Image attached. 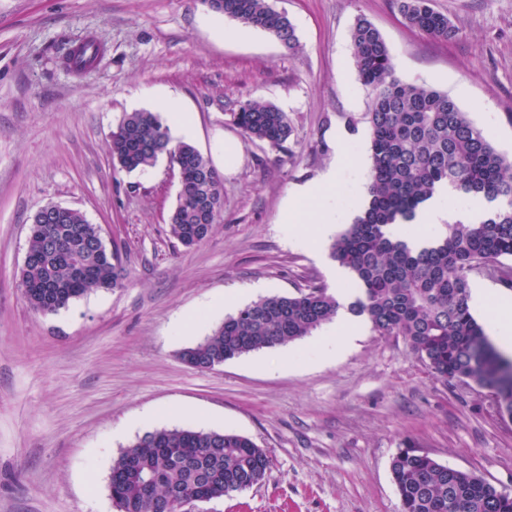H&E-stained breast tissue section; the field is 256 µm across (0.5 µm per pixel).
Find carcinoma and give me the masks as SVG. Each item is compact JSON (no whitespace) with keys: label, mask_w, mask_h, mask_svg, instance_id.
<instances>
[{"label":"carcinoma","mask_w":512,"mask_h":512,"mask_svg":"<svg viewBox=\"0 0 512 512\" xmlns=\"http://www.w3.org/2000/svg\"><path fill=\"white\" fill-rule=\"evenodd\" d=\"M212 11L263 30L285 46L296 43L288 16L268 0H209ZM404 22L438 40L456 36L448 16L430 0H393ZM359 80L372 94L370 168L364 214L339 233L331 256L348 268L356 296L343 305L323 285L295 295L265 296L224 319L210 336L184 349L182 360L205 371L262 349L283 346L333 321L339 310L364 317L381 336H400L409 352L440 380H470L500 396L512 414V364L489 342L470 304L469 275L494 271L512 288V161L496 150L448 94L405 81L380 31L359 17L350 32ZM101 57L93 39L69 45L63 66L82 73ZM253 141L283 149L292 127L286 113L260 98L230 113ZM110 152L128 173L159 157L179 172V190L169 232L182 246L204 242L218 222L224 183L192 144L173 140L156 112L122 116L112 131ZM448 187L482 195L493 205L480 224H450L445 238L420 249L392 238V226L415 217L419 205ZM100 227L77 211L62 224H45L27 238L33 261L22 266L19 286L29 306L52 313L89 292L123 285L124 269L100 248ZM266 451L233 433L161 428L145 433L113 459L109 492L116 512H173L172 498L187 491L214 500L215 488L241 492L261 483L269 469ZM391 472L401 512H512V495L482 477L444 465L414 448H401Z\"/></svg>","instance_id":"obj_1"}]
</instances>
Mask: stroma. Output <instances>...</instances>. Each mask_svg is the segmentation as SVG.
I'll use <instances>...</instances> for the list:
<instances>
[{
  "instance_id": "stroma-1",
  "label": "stroma",
  "mask_w": 512,
  "mask_h": 512,
  "mask_svg": "<svg viewBox=\"0 0 512 512\" xmlns=\"http://www.w3.org/2000/svg\"><path fill=\"white\" fill-rule=\"evenodd\" d=\"M270 3L293 23L295 48L251 27L220 38L238 23L201 0H0V512H116L113 458L174 427L243 435L270 456L260 485L202 512H401L391 461L402 448L512 493V418L367 322L335 356L311 335L204 372L181 358L238 307L328 284L329 245L315 255L289 242L285 209L293 186L336 169V235L366 196L371 96L352 57L356 17L379 29L400 78L448 93L512 157V0H431L457 30L445 42L408 28L392 0ZM86 38L103 45L99 62L67 70L59 46ZM167 95L224 179L222 219L191 249L169 233L177 171L162 158L126 173L108 147L123 113L156 111ZM250 98L287 113L285 148L231 122ZM50 203L99 225L126 279L43 314L18 283L27 228ZM469 281L489 326L512 288L480 271ZM218 295L236 302L207 312ZM193 310L198 324L179 331Z\"/></svg>"
}]
</instances>
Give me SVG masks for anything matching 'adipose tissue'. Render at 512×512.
Listing matches in <instances>:
<instances>
[{
    "label": "adipose tissue",
    "instance_id": "ef3b65f1",
    "mask_svg": "<svg viewBox=\"0 0 512 512\" xmlns=\"http://www.w3.org/2000/svg\"><path fill=\"white\" fill-rule=\"evenodd\" d=\"M335 187L336 173L331 170L319 184L305 185L292 193L288 201V239L294 245L319 251L320 243L336 216ZM484 214L485 206L480 202L465 208L452 207L448 202L447 189H440L419 207L416 221L423 224L425 232L414 235L411 242L420 245L424 235L433 234L447 223H479Z\"/></svg>",
    "mask_w": 512,
    "mask_h": 512
}]
</instances>
